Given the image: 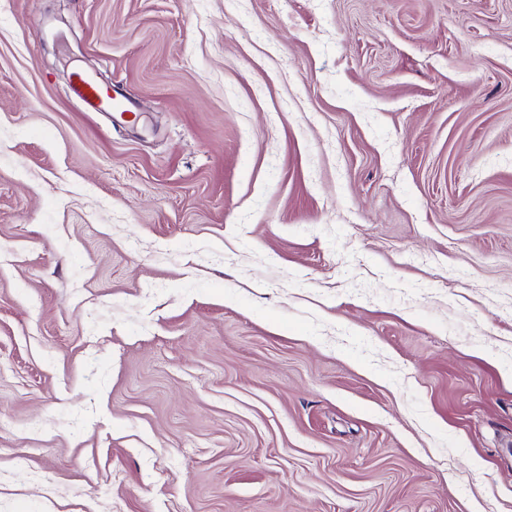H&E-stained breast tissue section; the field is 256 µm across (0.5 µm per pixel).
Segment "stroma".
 Instances as JSON below:
<instances>
[{"mask_svg":"<svg viewBox=\"0 0 512 512\" xmlns=\"http://www.w3.org/2000/svg\"><path fill=\"white\" fill-rule=\"evenodd\" d=\"M0 512H512V0H0ZM74 93L93 110L108 108L101 99V93L95 83L87 75L76 73V81L72 86Z\"/></svg>","mask_w":512,"mask_h":512,"instance_id":"obj_1","label":"stroma"}]
</instances>
